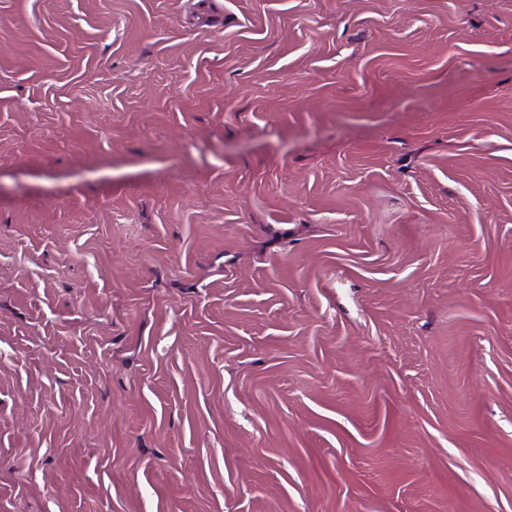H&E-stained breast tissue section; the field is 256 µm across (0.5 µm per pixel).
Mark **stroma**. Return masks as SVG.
Masks as SVG:
<instances>
[{
	"label": "stroma",
	"instance_id": "obj_1",
	"mask_svg": "<svg viewBox=\"0 0 512 512\" xmlns=\"http://www.w3.org/2000/svg\"><path fill=\"white\" fill-rule=\"evenodd\" d=\"M0 512H512V0H0Z\"/></svg>",
	"mask_w": 512,
	"mask_h": 512
}]
</instances>
